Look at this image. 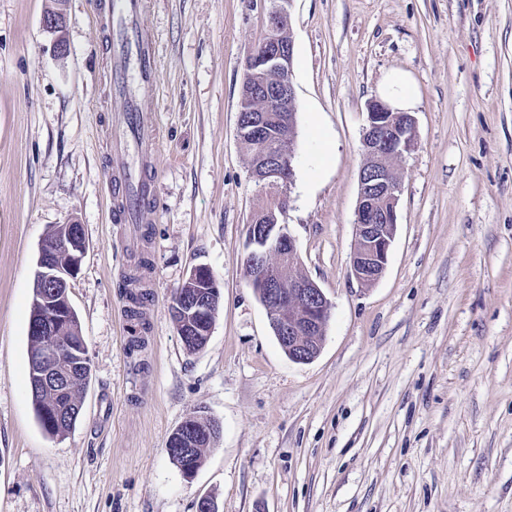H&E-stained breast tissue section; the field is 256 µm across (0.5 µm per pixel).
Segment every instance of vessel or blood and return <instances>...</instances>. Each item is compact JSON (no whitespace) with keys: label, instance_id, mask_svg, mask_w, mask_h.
I'll list each match as a JSON object with an SVG mask.
<instances>
[{"label":"vessel or blood","instance_id":"b4317fda","mask_svg":"<svg viewBox=\"0 0 512 512\" xmlns=\"http://www.w3.org/2000/svg\"><path fill=\"white\" fill-rule=\"evenodd\" d=\"M149 0H97V22L110 34L108 199L116 224H131L142 248L155 212L153 163L161 138L152 95L160 83L155 50L141 19Z\"/></svg>","mask_w":512,"mask_h":512}]
</instances>
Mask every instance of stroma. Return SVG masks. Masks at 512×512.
<instances>
[{"instance_id": "35a3bbf8", "label": "stroma", "mask_w": 512, "mask_h": 512, "mask_svg": "<svg viewBox=\"0 0 512 512\" xmlns=\"http://www.w3.org/2000/svg\"><path fill=\"white\" fill-rule=\"evenodd\" d=\"M65 16V55L43 27ZM161 81L158 208L141 254L106 206L108 34L93 0H0V512H512V0H293L298 99L285 221L332 303L322 350L288 359L247 283L260 198L237 140L262 0H151ZM409 77L416 148L396 162L397 232L371 286L350 272L369 100ZM83 224L70 300L92 379L65 436L39 425L28 322L39 245ZM147 258L142 346L120 279ZM222 309L185 350L190 269ZM220 437L187 479L173 431ZM193 283L195 288H202L201 293H193L188 295L180 291L182 285ZM221 283L213 274V272L204 265L192 267L185 280L178 288V293L174 297L171 315H175V325L177 333L185 347L190 344V339L186 336V329L193 331L195 328L203 334L197 338L196 350H188V352H196L205 347L208 340L205 336L211 335L212 326L215 323L222 304ZM197 319L199 327L192 324L191 319Z\"/></svg>"}]
</instances>
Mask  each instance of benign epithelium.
Returning a JSON list of instances; mask_svg holds the SVG:
<instances>
[{"label": "benign epithelium", "instance_id": "1", "mask_svg": "<svg viewBox=\"0 0 512 512\" xmlns=\"http://www.w3.org/2000/svg\"><path fill=\"white\" fill-rule=\"evenodd\" d=\"M292 0H267L263 3L264 49L253 50L246 60L239 93L238 137L256 143L276 136L270 113H278L277 122L288 128L285 150L256 151L251 158L250 176L277 210L275 223L264 224L263 210H255L248 222L249 245L246 256L248 284L265 308L271 329L288 358L296 363L313 361L320 353L331 313V302L322 289L297 270L298 254L294 238L280 216L288 207V192L293 181L295 157L297 97L290 75L294 43L287 29ZM415 119L409 112H395L381 99L368 103L362 148L364 163L359 172V193L355 208V239L351 254V272L364 286L384 274L397 230V205L400 181L389 162L414 150ZM64 247L69 256L67 270L54 266L57 245L42 241L34 273V284L46 296L49 317L32 323L31 336L47 339L40 354L31 360L36 385L41 392L57 398L72 390L75 373L57 366L55 373L42 371L46 361L57 354L52 339L65 320L64 303L69 301L70 282L78 275L86 253L83 226L71 223ZM185 282L202 292L174 297L171 314L183 345L190 344L187 331L211 335L222 304L221 283L204 265L189 271ZM189 421L180 432L170 436L168 455L182 475L190 479L201 467L193 453L199 447L188 437Z\"/></svg>", "mask_w": 512, "mask_h": 512}]
</instances>
